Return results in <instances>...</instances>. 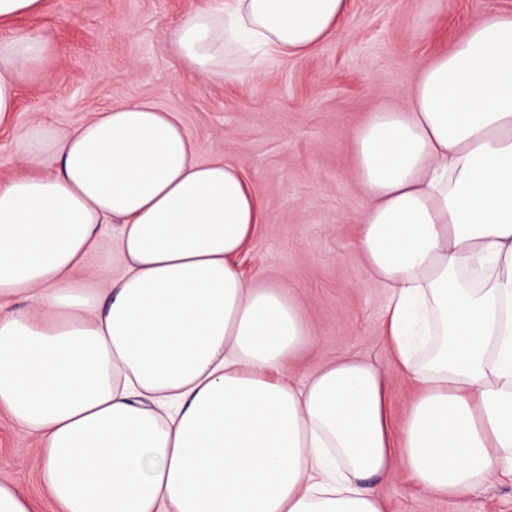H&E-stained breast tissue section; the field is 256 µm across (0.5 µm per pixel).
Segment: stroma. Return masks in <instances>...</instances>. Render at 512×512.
Returning a JSON list of instances; mask_svg holds the SVG:
<instances>
[{"mask_svg":"<svg viewBox=\"0 0 512 512\" xmlns=\"http://www.w3.org/2000/svg\"><path fill=\"white\" fill-rule=\"evenodd\" d=\"M213 0H46L9 34H39L53 51L19 90L14 127L66 130L116 101L177 113L197 156H222L252 182L263 223L239 260L245 277L284 286L312 329L295 362L303 376L341 357L380 365L394 420L414 394L382 335L387 294L368 277L353 237L367 201L351 132L382 108H404L420 67L512 0H351L349 18L311 54L265 65L253 81L226 65L217 84L184 69L164 42L187 12ZM36 438L0 409V482L36 512H59L34 465ZM385 512H512V484L456 500L416 491L399 474L380 487Z\"/></svg>","mask_w":512,"mask_h":512,"instance_id":"1","label":"stroma"}]
</instances>
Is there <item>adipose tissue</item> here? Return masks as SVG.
<instances>
[{
  "instance_id": "adipose-tissue-1",
  "label": "adipose tissue",
  "mask_w": 512,
  "mask_h": 512,
  "mask_svg": "<svg viewBox=\"0 0 512 512\" xmlns=\"http://www.w3.org/2000/svg\"><path fill=\"white\" fill-rule=\"evenodd\" d=\"M349 0H218L165 34L189 70L241 78L335 35ZM50 51L0 37V124ZM368 200L356 243L386 288L384 334L416 384L289 369L309 327L238 266L261 222L242 169L199 160L174 113L117 101L17 129L0 184V408L36 434L63 512H384L402 470L451 500L512 481V14L425 64L404 109L351 133Z\"/></svg>"
}]
</instances>
